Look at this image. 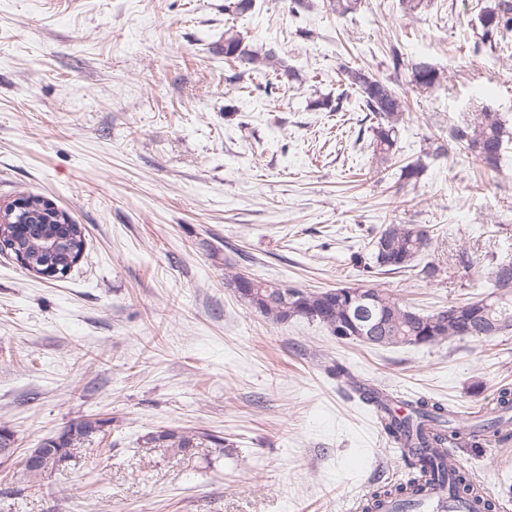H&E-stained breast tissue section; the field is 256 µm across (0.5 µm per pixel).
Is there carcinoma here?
I'll use <instances>...</instances> for the list:
<instances>
[{
    "label": "carcinoma",
    "instance_id": "carcinoma-1",
    "mask_svg": "<svg viewBox=\"0 0 512 512\" xmlns=\"http://www.w3.org/2000/svg\"><path fill=\"white\" fill-rule=\"evenodd\" d=\"M483 42L492 50L508 47L512 34V0H498L480 14ZM224 57L232 58L250 71L259 72L274 60L267 52L259 55L243 45L236 33H225ZM411 85L431 88L443 80V73L425 62L407 64ZM347 84L360 95L365 110L376 119L373 127L374 155L382 163L391 160L396 151L399 127L405 121L406 103L389 82L378 78L365 68L345 72ZM509 130L504 117L484 107L472 122L448 129V142L459 145L474 162L490 171H499ZM71 232V256L84 249V231L79 224L68 226ZM57 231L55 224H25L12 228L10 237L0 252L23 253L32 264H41L46 256L44 236ZM435 237L433 230L423 224H389L372 243L371 259L363 265L367 274L381 272L395 274L418 267V259L431 251ZM512 259L500 258L491 263L490 279L493 291L485 297L443 307L424 314L404 304L400 299L373 286L360 287L372 296L371 307L387 323V332L379 340L362 337L354 326V304L346 292L351 286L336 288L337 295L329 291H309L286 283L253 278L238 271H230L225 280L230 282L238 297L251 309L272 323L291 320L316 322L339 339L356 340L381 348L414 346L413 337H423L422 345L466 338L491 336L486 326L495 323L501 327L498 336L512 333V286L505 287V265ZM361 401L371 407L390 442L407 460L405 480L377 487L370 494L371 507L385 499H396L408 506L425 485L439 482L449 486L457 496L467 498L471 482L468 475L448 463V448L459 444L477 446L492 438H503L512 433V389L503 387L497 397V415L482 423L456 427L454 417L443 404L425 397L412 401L388 399L378 392L356 386ZM107 419L84 418L68 423L62 432L42 442L43 455L35 466L23 464V473L36 480L49 468L61 466L73 458L72 448L90 442L104 432ZM197 435L175 429H157L142 436L145 448H164L175 454L186 453L194 447Z\"/></svg>",
    "mask_w": 512,
    "mask_h": 512
}]
</instances>
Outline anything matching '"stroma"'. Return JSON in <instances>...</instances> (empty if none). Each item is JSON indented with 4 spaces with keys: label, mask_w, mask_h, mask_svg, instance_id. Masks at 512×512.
<instances>
[{
    "label": "stroma",
    "mask_w": 512,
    "mask_h": 512,
    "mask_svg": "<svg viewBox=\"0 0 512 512\" xmlns=\"http://www.w3.org/2000/svg\"><path fill=\"white\" fill-rule=\"evenodd\" d=\"M233 2L0 0V202L40 194L85 230L61 279L0 254V428L16 446L0 512H347L404 465L329 366L467 421L512 385V335L378 348L271 323L224 280L231 266L312 291L369 282L424 313L491 292L490 258H512V146L490 176L457 145L428 148L482 106L512 124V48L481 38L492 0H428L412 15L360 0L344 16L327 0L296 13L291 0L243 14ZM230 28L295 80L226 64ZM394 48L443 82L415 88ZM360 67L410 105L384 165L344 79ZM414 161L422 176L401 185ZM388 224L432 227L440 266L467 251L470 282L368 277L360 260ZM82 418L107 420L105 440L25 479V455ZM159 428L199 444L142 450ZM450 458L512 512V440Z\"/></svg>",
    "instance_id": "stroma-1"
}]
</instances>
